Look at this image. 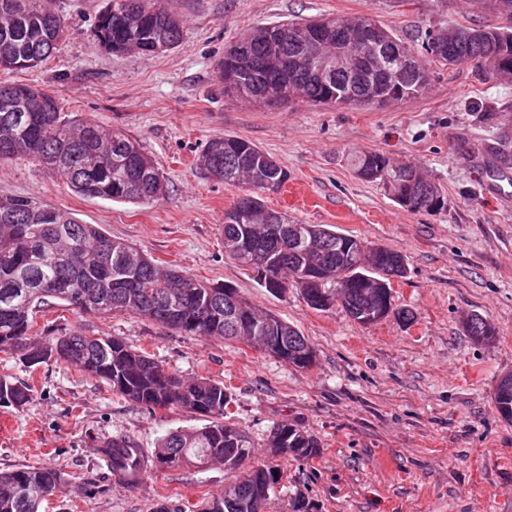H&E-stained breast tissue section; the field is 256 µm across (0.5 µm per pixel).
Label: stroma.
<instances>
[{"label":"stroma","instance_id":"stroma-1","mask_svg":"<svg viewBox=\"0 0 512 512\" xmlns=\"http://www.w3.org/2000/svg\"><path fill=\"white\" fill-rule=\"evenodd\" d=\"M108 0H51L64 36L41 67L0 71V83L52 93L66 115L119 129L156 163L168 184L148 204L88 198L31 159L0 160V194L36 198L81 223L140 247L197 279L237 288L256 306L293 324L316 353L311 369L289 366L245 342L191 336L138 315L80 314L45 306L43 336L77 331L116 336L165 370L224 382L227 420L245 429L255 459L277 423L320 444L314 459H279L278 492L266 512H512V422L492 395L512 373V194L492 195L481 168L512 172V82L481 66L436 65L421 95L378 107H273L226 95L217 65L252 27L291 19L370 18L424 56L429 32L457 25L501 26L480 0H161L179 18L182 40L160 54L113 53L91 30ZM256 144L288 172L264 194L269 209L302 224H327L403 253L394 303L412 310L362 326L337 307L318 311L296 289L272 294L224 248V212L248 189L204 177L195 157L216 136ZM377 151L414 167L443 194L439 211L411 212L358 179L357 156ZM479 313L494 340H469L462 320ZM0 375L31 386L21 409L0 407V472L50 465L88 483L40 512H153L169 501L203 512L228 480L223 465L184 466L129 487L109 480L97 448L113 436L156 451L170 430L198 425L179 410L150 409L113 394L63 361L34 368L0 353Z\"/></svg>","mask_w":512,"mask_h":512}]
</instances>
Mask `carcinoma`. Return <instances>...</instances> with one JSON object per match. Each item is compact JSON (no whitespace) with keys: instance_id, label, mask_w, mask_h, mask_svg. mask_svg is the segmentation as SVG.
I'll use <instances>...</instances> for the list:
<instances>
[{"instance_id":"1","label":"carcinoma","mask_w":512,"mask_h":512,"mask_svg":"<svg viewBox=\"0 0 512 512\" xmlns=\"http://www.w3.org/2000/svg\"><path fill=\"white\" fill-rule=\"evenodd\" d=\"M106 15L98 17L94 37L104 46L118 44L122 51L155 53L164 42L172 49L182 39L178 18L156 0H109ZM511 25L481 27L474 44L459 37L451 42L429 34L426 52L443 65L481 62L492 75L501 57L512 55ZM60 20L50 0H0V57L10 70H33L57 49ZM317 21H286L257 26L235 43V57L219 65L221 82L247 70L255 79L242 83L251 97L271 87L264 73L271 51L288 58L302 57L298 95L307 103H322L328 86L343 84L369 103L381 86L375 70L402 81L412 76L405 52L412 48L381 25L377 52L367 51L363 77L336 44L307 51L288 33ZM15 96L0 95V159L26 156L62 175L84 197L123 203H149L165 195L167 184L151 157L119 130L104 131L92 122L69 119L57 99L23 83L14 84ZM255 144L234 136L212 139L198 162L206 174L226 184L244 183L250 194L224 212V247L241 265L262 268L272 293L290 288L306 304L316 298H334L351 319L369 325L375 318L376 299L403 277L406 257L399 251L374 246L372 263L351 251L354 236L322 225L295 224L282 212L267 223L261 192L277 189L288 178L278 162ZM379 152L360 157L355 173L387 192H411L407 167L386 165ZM52 299L81 313L110 315L132 312L180 333L239 340L257 329L255 321H271L274 329L268 354L299 369L315 364V351L307 338L288 321L263 312L236 289L204 282L158 263L142 250L107 235L93 224H82L55 207L36 199L0 194V352L17 357L29 368L52 358L61 360L86 377L105 383L113 393L148 408L177 409L199 417L202 428H177L161 440L149 468L161 470L184 465H205L215 460L230 463L231 479L204 512H264L279 477L275 467L251 462L254 442L245 430L224 420L232 395L224 382L206 377L184 379L166 371L149 354L135 350L115 336L69 333L51 336L36 349L31 345L36 309ZM253 314L243 319L244 311ZM467 336H496L486 317L475 314ZM28 385L0 376V406L19 409L30 402ZM499 416L512 422V373L504 375L494 392ZM136 442L129 436L101 442L107 475L129 486L138 483L133 468ZM266 447L274 457L308 460L319 451L310 435L295 425L279 424L268 435ZM71 487L69 475L51 466H28L0 472V512H39L43 501Z\"/></svg>"}]
</instances>
